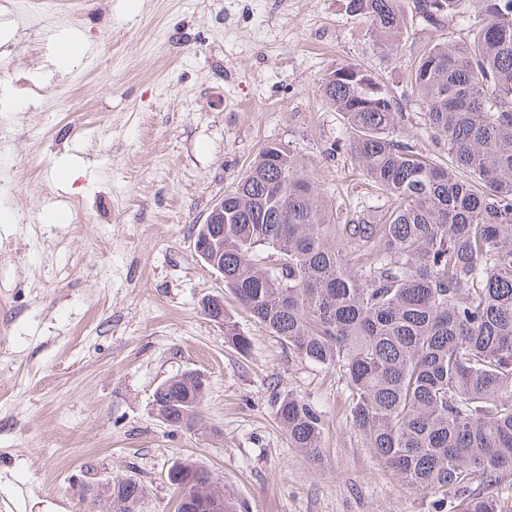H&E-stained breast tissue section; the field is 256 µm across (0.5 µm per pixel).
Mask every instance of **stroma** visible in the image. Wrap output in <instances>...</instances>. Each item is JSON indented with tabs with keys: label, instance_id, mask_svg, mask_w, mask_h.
I'll return each instance as SVG.
<instances>
[{
	"label": "stroma",
	"instance_id": "35a3bbf8",
	"mask_svg": "<svg viewBox=\"0 0 512 512\" xmlns=\"http://www.w3.org/2000/svg\"><path fill=\"white\" fill-rule=\"evenodd\" d=\"M349 0H57L40 31L0 0V89L19 113L0 167V512H112L85 487L133 478L141 512H175L167 474L195 462L237 512H432L365 448L339 372L298 360L234 300L237 353L200 307L224 284L192 236L267 143L288 145L322 190L355 209L365 180L329 147L342 117L318 93L358 64L403 90L432 35L409 24L382 55ZM81 42L59 64L56 43ZM401 132L448 164L414 98ZM76 179L60 182V170ZM207 378L202 427L168 426L155 389ZM322 411L318 461L290 447L273 403Z\"/></svg>",
	"mask_w": 512,
	"mask_h": 512
}]
</instances>
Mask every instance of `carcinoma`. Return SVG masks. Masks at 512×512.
Returning a JSON list of instances; mask_svg holds the SVG:
<instances>
[{"label":"carcinoma","mask_w":512,"mask_h":512,"mask_svg":"<svg viewBox=\"0 0 512 512\" xmlns=\"http://www.w3.org/2000/svg\"><path fill=\"white\" fill-rule=\"evenodd\" d=\"M434 29L406 88L453 165L400 139L396 95L358 65L322 78L349 150L382 206L327 199L300 158L268 143L228 192L224 288L302 362L345 377L352 427L433 512H512V0H411ZM379 51L407 34L405 0H349ZM466 22L456 39L447 22ZM469 178L459 177V170ZM224 339L251 340L224 311ZM205 382L183 373L154 403L174 426L201 423ZM291 447L320 457L322 412L276 393ZM182 512H235L191 462L175 472ZM457 502L448 506V489ZM114 512H139L133 479L107 487Z\"/></svg>","instance_id":"carcinoma-1"}]
</instances>
